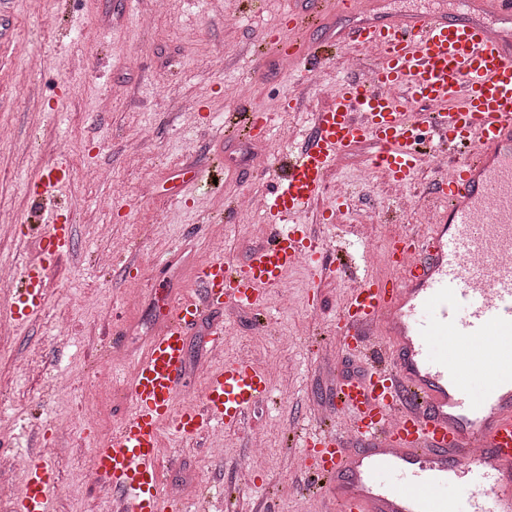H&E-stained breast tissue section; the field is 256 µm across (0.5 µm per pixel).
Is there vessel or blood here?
<instances>
[{
    "label": "vessel or blood",
    "mask_w": 512,
    "mask_h": 512,
    "mask_svg": "<svg viewBox=\"0 0 512 512\" xmlns=\"http://www.w3.org/2000/svg\"><path fill=\"white\" fill-rule=\"evenodd\" d=\"M323 11L290 14L295 37L261 41L256 69L270 56L315 69L338 44L375 50L374 79L339 82L302 143L275 158L265 245L242 264L209 257L194 270L193 293L167 296L159 330L125 378L129 413L92 442L91 472L111 487L114 512H171L159 474L164 430L190 443L237 429L269 398V373L242 359L211 368L201 394L188 396L187 338L206 326L221 351L217 310L264 312L301 263L314 281L332 275L322 240L298 218L344 152L365 143L390 182H406L431 155L451 157L450 173L434 181L432 223L388 239V275L363 268L337 310L339 348L388 353L360 377L337 379L328 406L347 426L301 435L303 469L322 484L324 512H512V44L483 21L438 10L350 23L318 42L308 32ZM419 99L432 111H414ZM224 133L267 138L270 115L229 113ZM69 177L52 163L35 190L53 195ZM71 237L57 222L41 236L25 281L0 293V316L20 324L48 304V272ZM54 483L43 451L31 452L12 512H48Z\"/></svg>",
    "instance_id": "b4317fda"
}]
</instances>
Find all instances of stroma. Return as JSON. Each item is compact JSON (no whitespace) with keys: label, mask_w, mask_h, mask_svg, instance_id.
<instances>
[{"label":"stroma","mask_w":512,"mask_h":512,"mask_svg":"<svg viewBox=\"0 0 512 512\" xmlns=\"http://www.w3.org/2000/svg\"><path fill=\"white\" fill-rule=\"evenodd\" d=\"M311 0H0V269L23 277L37 247L26 223L62 203L74 218L70 250L49 272L50 300L31 321L0 335V439L20 453L43 434L45 458L57 481L50 512H110L91 476L90 438L112 430L129 411L124 375L158 326L166 292L190 285L197 264L217 252L244 261L265 242L263 211L226 222L224 200L262 194L268 174L242 158L225 137L226 113L270 109L267 155L288 150L307 133L312 113L328 106L326 88L356 71L355 54H340L320 71V87L301 64L271 60L254 72L260 37H289L287 16ZM238 16V26L225 18ZM175 99L191 102L172 109ZM279 107H272V100ZM371 150H348L325 179L324 201L353 200L333 227L315 212L300 216L316 235L359 240L378 257L386 240L423 224L434 205V169L422 165L405 185L369 164ZM63 161L71 177L57 199L35 197L31 182L48 163ZM222 166L220 185L180 189L178 173ZM384 219L371 222L369 208ZM283 302L272 291L267 315L226 309L224 353L246 356L273 373L272 397L235 434H203L178 449L162 479L177 505L208 500L224 512V488L241 494L237 512H258L274 498L276 512H322L306 490L292 431L316 424L315 412L337 375L366 370L372 360L331 347L336 310L353 279L313 284L307 267L287 276ZM122 326V336L112 334Z\"/></svg>","instance_id":"35a3bbf8"}]
</instances>
